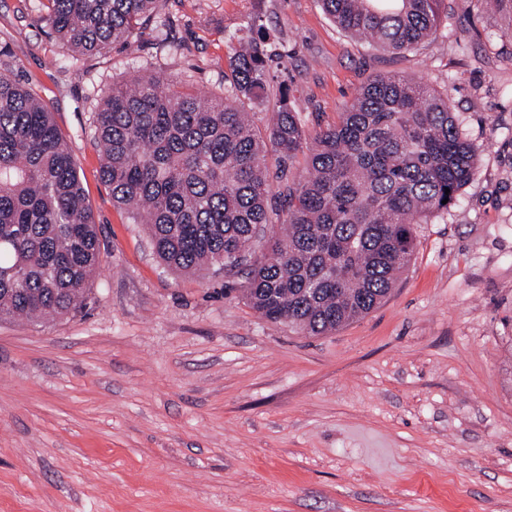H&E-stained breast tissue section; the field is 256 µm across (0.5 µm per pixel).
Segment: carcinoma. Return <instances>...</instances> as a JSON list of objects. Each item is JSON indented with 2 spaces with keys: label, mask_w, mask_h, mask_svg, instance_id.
Segmentation results:
<instances>
[{
  "label": "carcinoma",
  "mask_w": 512,
  "mask_h": 512,
  "mask_svg": "<svg viewBox=\"0 0 512 512\" xmlns=\"http://www.w3.org/2000/svg\"><path fill=\"white\" fill-rule=\"evenodd\" d=\"M48 2L52 33L82 57L131 44L162 0ZM442 2L321 0L344 31L390 53L433 41ZM244 29L222 97L156 76L112 86L93 116L100 176L112 201L147 225L168 267L246 265L256 312L324 335L388 295L414 256V224L448 210L474 174L476 150L448 95L379 75L316 135L306 178L292 179L305 131L286 97L268 136L247 119L244 107L265 92L267 53L250 37L262 33L259 17ZM273 180L288 200L286 228L254 260L253 242L273 223ZM100 264L73 147L35 94L0 73V320L79 311Z\"/></svg>",
  "instance_id": "1"
}]
</instances>
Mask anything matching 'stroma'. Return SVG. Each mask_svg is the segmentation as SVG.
I'll return each mask as SVG.
<instances>
[{
  "mask_svg": "<svg viewBox=\"0 0 512 512\" xmlns=\"http://www.w3.org/2000/svg\"><path fill=\"white\" fill-rule=\"evenodd\" d=\"M47 5L0 0V72L73 144L103 262L80 311L0 321V512H512V0H443L436 40L399 54L319 0H166L77 62ZM253 13L277 53L259 130L285 97L315 135L385 74L448 95L477 149L390 294L324 336L262 317L245 273L167 267L99 174L113 85L223 95Z\"/></svg>",
  "mask_w": 512,
  "mask_h": 512,
  "instance_id": "stroma-1",
  "label": "stroma"
}]
</instances>
